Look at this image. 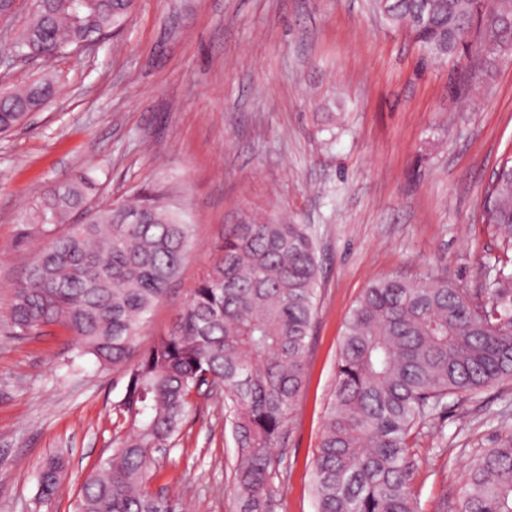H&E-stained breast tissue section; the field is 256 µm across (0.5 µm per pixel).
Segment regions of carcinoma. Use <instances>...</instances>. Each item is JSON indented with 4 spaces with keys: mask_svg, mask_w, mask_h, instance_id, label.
Segmentation results:
<instances>
[{
    "mask_svg": "<svg viewBox=\"0 0 512 512\" xmlns=\"http://www.w3.org/2000/svg\"><path fill=\"white\" fill-rule=\"evenodd\" d=\"M132 0H38L8 53L62 52L88 32L122 28ZM433 58L466 46L473 23L488 44L512 47V0L477 16L475 0H371ZM55 94L44 80L0 95V133ZM93 171L55 185L18 218L16 245L42 242L13 291L15 334L57 327L101 367L127 365L112 454L85 477L78 512H188L180 496L147 487L156 454L176 445L192 397L224 391L237 448L238 512H269L274 448L303 384L316 311L319 261L305 224L252 218L222 253L172 333L135 354L149 313L178 277L192 225L163 189L94 201ZM483 218L512 249V157L488 189ZM485 302L446 278L384 277L364 289L345 324L336 385L313 468L317 512H419L409 492L411 431L448 405L512 381V270L493 265ZM64 462L39 476V501L61 489ZM462 512H512V430L475 455Z\"/></svg>",
    "mask_w": 512,
    "mask_h": 512,
    "instance_id": "1",
    "label": "carcinoma"
}]
</instances>
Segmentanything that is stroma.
I'll use <instances>...</instances> for the list:
<instances>
[{
  "mask_svg": "<svg viewBox=\"0 0 512 512\" xmlns=\"http://www.w3.org/2000/svg\"><path fill=\"white\" fill-rule=\"evenodd\" d=\"M54 80L59 95L0 134V512H77L89 470L112 452L125 366L76 357L49 327L17 336L12 287L39 248L14 246L18 215L85 170L105 196L169 189L194 226L178 280L138 351L168 335L233 225H309L320 263L316 317L295 409L275 450L272 512H317L313 466L344 326L382 277L443 276L468 296L512 256L481 219L512 157V55L481 32L436 62L370 0H135L118 32L47 61L0 68V88ZM223 396L200 393L151 492L190 512H236V445ZM512 428V382L453 396L415 428L410 491L420 512H461L472 456ZM66 460L63 489L37 478ZM64 462L59 458L51 459L43 468L39 476V501L41 503L51 502L61 489V473Z\"/></svg>",
  "mask_w": 512,
  "mask_h": 512,
  "instance_id": "35a3bbf8",
  "label": "stroma"
}]
</instances>
